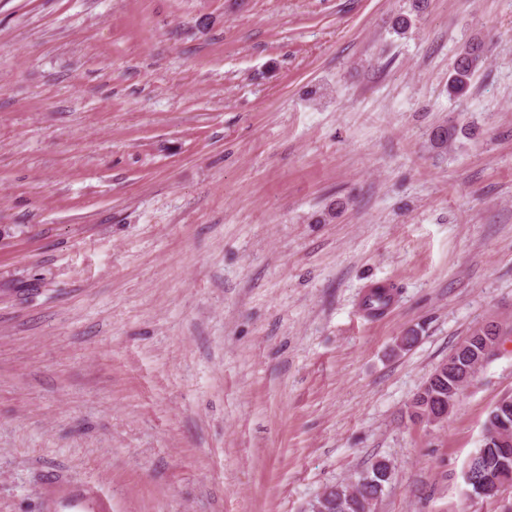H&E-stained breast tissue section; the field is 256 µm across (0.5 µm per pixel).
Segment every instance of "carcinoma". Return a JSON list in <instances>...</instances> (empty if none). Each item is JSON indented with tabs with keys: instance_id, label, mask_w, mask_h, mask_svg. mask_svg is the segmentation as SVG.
Returning a JSON list of instances; mask_svg holds the SVG:
<instances>
[{
	"instance_id": "cac0c4a2",
	"label": "carcinoma",
	"mask_w": 512,
	"mask_h": 512,
	"mask_svg": "<svg viewBox=\"0 0 512 512\" xmlns=\"http://www.w3.org/2000/svg\"><path fill=\"white\" fill-rule=\"evenodd\" d=\"M484 49L479 42H471L457 55L454 62L453 76L448 85V92L455 96H463L469 89L474 70L483 61ZM391 303V294L385 290L373 291L366 300L368 314L379 316L384 313ZM494 335V332L482 327L473 329L455 347L459 361H464L470 348L484 343V338ZM464 379L458 375L449 374L440 368H435L429 375L419 392L422 395L425 408L434 409L448 401V392L454 396L461 394ZM512 453V447L504 449L494 438L486 437L482 444L471 455L465 472V479L472 480L478 476L490 473L498 476L500 484L512 485V468L503 465L506 452ZM391 480V468L384 460L373 462L369 468L359 473L355 481L360 484L357 493L351 496L335 489L331 485L324 489L317 504L323 512H373L378 499L384 493L386 485Z\"/></svg>"
}]
</instances>
